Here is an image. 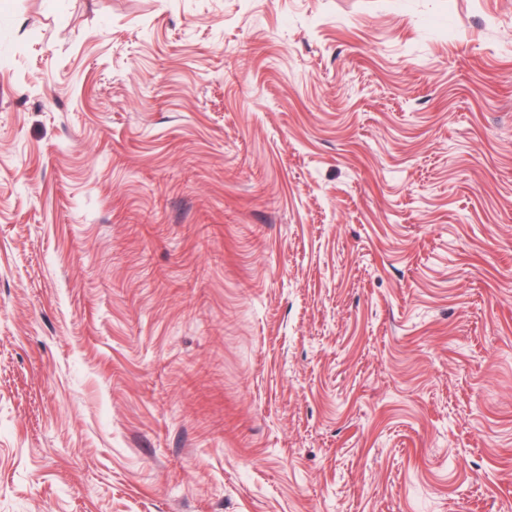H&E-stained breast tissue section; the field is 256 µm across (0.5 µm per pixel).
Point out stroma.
Here are the masks:
<instances>
[{
	"label": "stroma",
	"mask_w": 512,
	"mask_h": 512,
	"mask_svg": "<svg viewBox=\"0 0 512 512\" xmlns=\"http://www.w3.org/2000/svg\"><path fill=\"white\" fill-rule=\"evenodd\" d=\"M0 512H512V0H0Z\"/></svg>",
	"instance_id": "stroma-1"
}]
</instances>
